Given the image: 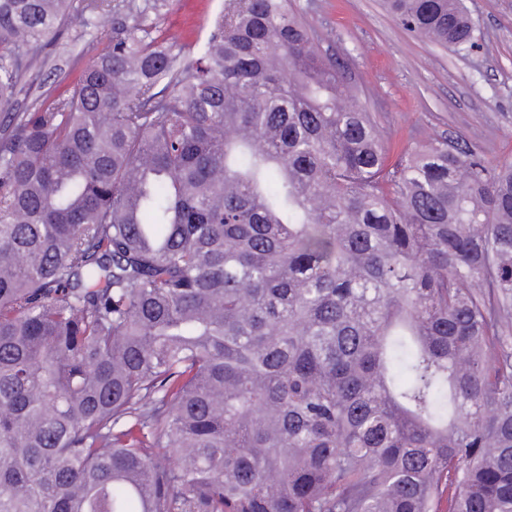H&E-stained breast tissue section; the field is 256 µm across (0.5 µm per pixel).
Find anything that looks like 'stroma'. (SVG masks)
Listing matches in <instances>:
<instances>
[{"mask_svg": "<svg viewBox=\"0 0 512 512\" xmlns=\"http://www.w3.org/2000/svg\"><path fill=\"white\" fill-rule=\"evenodd\" d=\"M105 0L127 25L186 31L206 39L224 0ZM475 44L455 53L419 40L386 11L383 0H293L320 45L359 89L360 100L384 127L394 147L432 134L465 140L488 163L512 158V0H466ZM111 30L62 27L42 47L28 74V94L12 111L51 98L58 81H73L85 53L101 47Z\"/></svg>", "mask_w": 512, "mask_h": 512, "instance_id": "stroma-1", "label": "stroma"}]
</instances>
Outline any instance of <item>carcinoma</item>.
Wrapping results in <instances>:
<instances>
[{
    "instance_id": "cac0c4a2",
    "label": "carcinoma",
    "mask_w": 512,
    "mask_h": 512,
    "mask_svg": "<svg viewBox=\"0 0 512 512\" xmlns=\"http://www.w3.org/2000/svg\"><path fill=\"white\" fill-rule=\"evenodd\" d=\"M470 48L464 0H385ZM0 512H512V160L388 140L290 0L202 44L0 0ZM109 39H112V25L99 32L92 28H79L71 23L62 27L57 39L41 48L27 75L31 87L29 94H19L8 107L1 109L0 106V113L22 112L35 99L44 100L54 96L58 81L65 79L71 82L79 75L82 56L101 47Z\"/></svg>"
}]
</instances>
